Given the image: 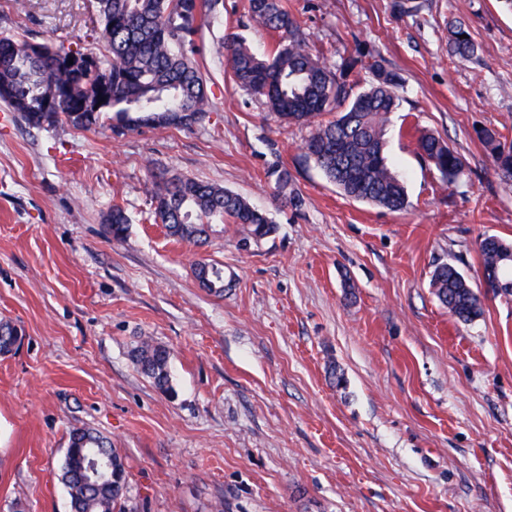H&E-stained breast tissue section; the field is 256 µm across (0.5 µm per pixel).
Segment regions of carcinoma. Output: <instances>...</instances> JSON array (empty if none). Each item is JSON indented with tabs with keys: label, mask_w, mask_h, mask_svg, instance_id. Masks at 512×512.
Returning a JSON list of instances; mask_svg holds the SVG:
<instances>
[{
	"label": "carcinoma",
	"mask_w": 512,
	"mask_h": 512,
	"mask_svg": "<svg viewBox=\"0 0 512 512\" xmlns=\"http://www.w3.org/2000/svg\"><path fill=\"white\" fill-rule=\"evenodd\" d=\"M220 0H95L96 23L107 53L97 56L112 81L106 85L96 71L75 78L54 68L64 52L41 43L30 53L31 41L0 37V102L20 113L32 127L53 126L61 120L81 129L97 125L102 112L85 107L98 99L112 101L117 126H183L212 111L209 88L196 55L195 37L217 14ZM255 27L275 36L272 49L256 53L244 36L230 32L222 43L231 78L241 87L265 98L272 114L282 121L312 128L308 154L324 175L353 200L391 211L408 206L403 182L384 155L385 122L398 109L403 77L380 62L369 65L372 81L353 91L356 62L329 66L320 50L309 45L300 20L286 0H245ZM466 38H461V35ZM448 50L460 60L474 55L477 45L458 22L448 27ZM505 183L512 182V139L494 128L475 131ZM419 155L443 182L463 171L461 154L443 138L423 132L416 138ZM154 215L165 234L196 244L212 231L213 222L240 224L255 241L274 231L272 220L242 196L223 187L191 178L172 177L155 183L151 195ZM107 233L124 238L130 224L125 208L114 204L106 216ZM483 268L507 280L512 267L500 252L479 245ZM195 278L205 276L209 290L224 291V270L215 264H193ZM430 288L448 313L460 322L482 314L480 300L442 262L431 273ZM23 337L20 327L0 320V355L15 349ZM133 357L141 371L162 391L170 389L169 350L144 343ZM91 452L112 458V485L90 481L83 473V457ZM61 481L68 489L72 512H115L126 489L124 464L103 435L90 429L71 431L61 466Z\"/></svg>",
	"instance_id": "1"
}]
</instances>
